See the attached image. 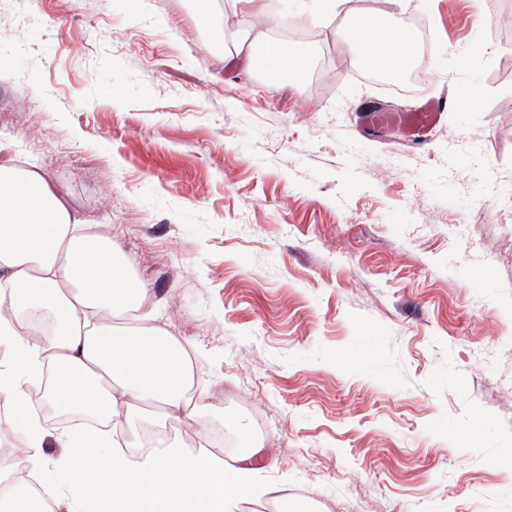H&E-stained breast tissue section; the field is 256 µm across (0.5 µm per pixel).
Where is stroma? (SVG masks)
Here are the masks:
<instances>
[{
  "label": "stroma",
  "mask_w": 512,
  "mask_h": 512,
  "mask_svg": "<svg viewBox=\"0 0 512 512\" xmlns=\"http://www.w3.org/2000/svg\"><path fill=\"white\" fill-rule=\"evenodd\" d=\"M266 4L302 77L216 49L232 0H0L4 156L121 245L147 296L118 324L192 360L166 435L218 463L229 432L261 512H512V0L390 7L407 95L312 0ZM445 95L415 141L362 119Z\"/></svg>",
  "instance_id": "stroma-1"
}]
</instances>
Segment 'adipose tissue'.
Here are the masks:
<instances>
[{
  "label": "adipose tissue",
  "mask_w": 512,
  "mask_h": 512,
  "mask_svg": "<svg viewBox=\"0 0 512 512\" xmlns=\"http://www.w3.org/2000/svg\"><path fill=\"white\" fill-rule=\"evenodd\" d=\"M337 18L356 60L389 66L418 55L410 30L394 32L384 11L366 12L354 0H322L311 21ZM80 224L42 174L0 163V284L7 287L0 294V346L11 352L0 363V401L26 441L19 462L0 463V512H66L71 481L88 502H108L107 512H229L247 492L236 461L216 468L174 442L168 454L134 466L114 450L111 434L64 427L52 437L35 415L33 392L57 411L116 425L141 403L155 407L162 426L192 418L198 404L177 339L116 323L118 313L142 304L147 289L111 237L79 235ZM45 310L53 314L51 330L31 340L18 323ZM51 437L68 481L55 487L46 508L32 479L46 464Z\"/></svg>",
  "instance_id": "adipose-tissue-1"
}]
</instances>
